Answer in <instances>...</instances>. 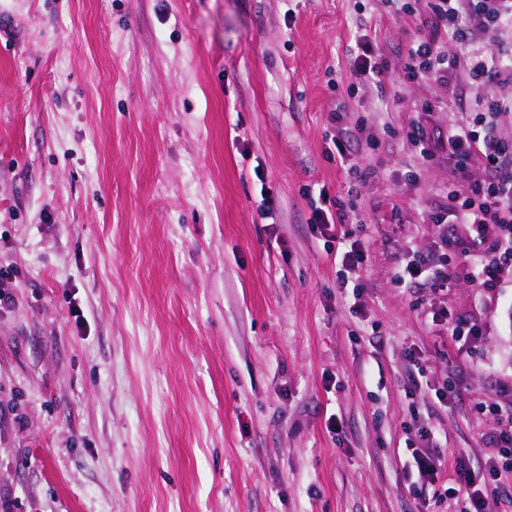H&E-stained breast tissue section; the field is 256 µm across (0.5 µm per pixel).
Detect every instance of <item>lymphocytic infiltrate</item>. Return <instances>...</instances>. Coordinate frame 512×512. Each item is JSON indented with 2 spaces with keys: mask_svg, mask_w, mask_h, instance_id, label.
<instances>
[{
  "mask_svg": "<svg viewBox=\"0 0 512 512\" xmlns=\"http://www.w3.org/2000/svg\"><path fill=\"white\" fill-rule=\"evenodd\" d=\"M401 11L418 17L433 33L414 39L398 62V70L410 78L425 77L457 98L467 90L473 100L465 119L434 136L425 127L412 129L410 136L422 158H430L434 147L448 154L454 180L448 194L455 206L448 220L471 227L469 238L457 250L461 262L472 268L478 288L492 291L501 286L505 272H512V138L501 136V116L512 113V47L497 45L492 55L459 57L449 54L436 40V33L468 42L478 36L512 28V0H403ZM357 52L351 64V91L384 84L390 72L379 58V48L367 36H358ZM468 81H461V72ZM480 167L484 179L469 182V171ZM319 206L312 212V229L340 245L337 265L338 284L343 288H362L367 272V250L362 239L348 230L355 217L346 204L319 191ZM452 277L448 260L434 261L415 256L399 272L400 282L426 284L434 289L447 287ZM493 439L498 447L496 459L484 471L471 469L456 459L452 475H445L442 457L428 448L412 451L419 480L440 488L452 512H482V490L491 486L512 503V492L503 487V478L512 474V413L500 414Z\"/></svg>",
  "mask_w": 512,
  "mask_h": 512,
  "instance_id": "1",
  "label": "lymphocytic infiltrate"
}]
</instances>
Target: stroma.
<instances>
[{"instance_id": "35a3bbf8", "label": "stroma", "mask_w": 512, "mask_h": 512, "mask_svg": "<svg viewBox=\"0 0 512 512\" xmlns=\"http://www.w3.org/2000/svg\"><path fill=\"white\" fill-rule=\"evenodd\" d=\"M359 33L393 69L420 29L382 0H0V512H448L413 486L416 425L497 456L512 274L396 279L469 233L408 137L463 103L350 94ZM339 103L366 176L325 155ZM322 187L356 202L360 296L311 229Z\"/></svg>"}]
</instances>
